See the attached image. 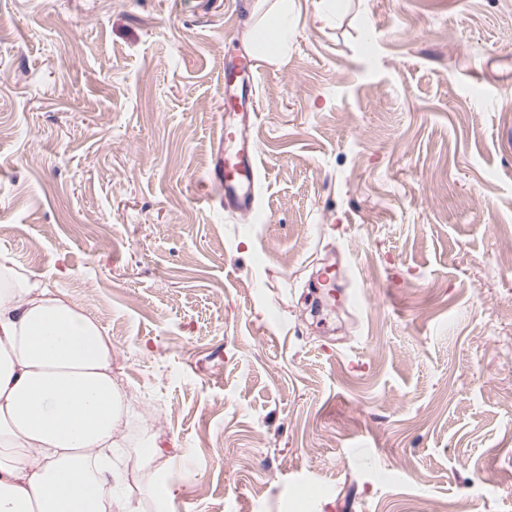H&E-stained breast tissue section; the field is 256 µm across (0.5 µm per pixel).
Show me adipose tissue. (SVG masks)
Wrapping results in <instances>:
<instances>
[{
    "mask_svg": "<svg viewBox=\"0 0 512 512\" xmlns=\"http://www.w3.org/2000/svg\"><path fill=\"white\" fill-rule=\"evenodd\" d=\"M295 23L278 0L258 57L285 56ZM123 410L98 320L0 256V512H140L113 461Z\"/></svg>",
    "mask_w": 512,
    "mask_h": 512,
    "instance_id": "ef3b65f1",
    "label": "adipose tissue"
}]
</instances>
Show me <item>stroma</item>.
Masks as SVG:
<instances>
[{"instance_id": "1", "label": "stroma", "mask_w": 512, "mask_h": 512, "mask_svg": "<svg viewBox=\"0 0 512 512\" xmlns=\"http://www.w3.org/2000/svg\"><path fill=\"white\" fill-rule=\"evenodd\" d=\"M257 218L206 179L258 0H0V255L94 315L171 512H512V0H294ZM358 306L305 319L319 269Z\"/></svg>"}]
</instances>
